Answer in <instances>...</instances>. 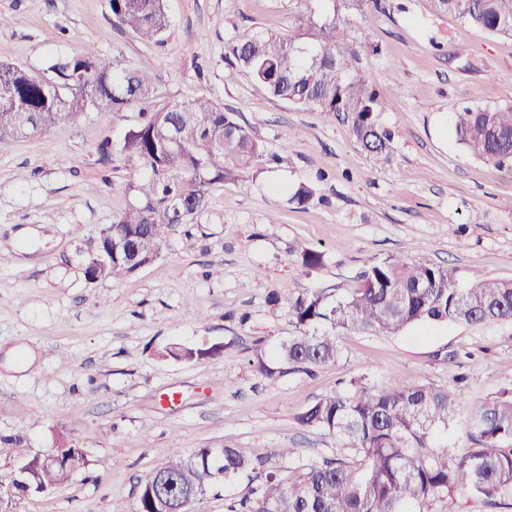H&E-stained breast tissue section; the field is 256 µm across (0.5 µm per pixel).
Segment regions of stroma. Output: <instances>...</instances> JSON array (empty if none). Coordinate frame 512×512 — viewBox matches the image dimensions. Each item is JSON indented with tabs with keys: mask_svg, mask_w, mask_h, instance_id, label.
<instances>
[{
	"mask_svg": "<svg viewBox=\"0 0 512 512\" xmlns=\"http://www.w3.org/2000/svg\"><path fill=\"white\" fill-rule=\"evenodd\" d=\"M388 2L349 16L381 48L366 75L389 105L383 162L359 150L344 119L274 98L226 59L232 41L296 37L293 0H165L156 42L114 25L108 0H0V61L48 79L53 58L89 48L100 64L154 77L140 104L93 109L0 149V475L65 438L86 458L71 482L16 498L13 512H132L168 455L198 448H292L272 465L294 480L340 446L297 414L353 374L375 386H463L464 414L433 436L470 448L468 412L512 388V321L349 334L336 362L308 371L270 357L294 333L289 300L343 295L377 260L444 266L464 288L512 282V167L471 155L452 127L462 107L512 105V38L428 0ZM200 97L257 138L263 157L208 185L205 207L169 231L153 262L88 282L78 249L140 205L149 176L122 155L125 134L143 113ZM300 183L314 189L302 207L288 194ZM301 244L323 265L301 267ZM172 346L195 355L165 356Z\"/></svg>",
	"mask_w": 512,
	"mask_h": 512,
	"instance_id": "stroma-1",
	"label": "stroma"
}]
</instances>
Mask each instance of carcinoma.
<instances>
[{"instance_id": "cac0c4a2", "label": "carcinoma", "mask_w": 512, "mask_h": 512, "mask_svg": "<svg viewBox=\"0 0 512 512\" xmlns=\"http://www.w3.org/2000/svg\"><path fill=\"white\" fill-rule=\"evenodd\" d=\"M302 23V39L273 33L230 42L233 57L252 79L275 97L311 111L342 117L353 138L380 161L390 156L393 133L378 121L387 104L364 71L378 45L351 35L348 14L367 5L378 11L386 0H292ZM436 13H451L465 24L512 37V0H429ZM114 23L145 40L167 29L164 0H109ZM53 77L37 79L24 68L0 63V149L25 134L61 122L78 123L91 108L121 112L149 96L147 70L116 72L82 53L56 59ZM31 107L29 124H15L18 101ZM177 130L180 145H163L162 134ZM454 131L472 155L496 165L512 163V107H465L454 115ZM124 155L150 169L139 188L143 205L112 224L114 234L147 246L136 262L112 255V280L126 277L153 260L168 229L202 209L206 187L231 170H246L263 146L223 109L207 100L173 103L151 113L125 136ZM302 266L323 264L324 254L297 250ZM359 287L337 297L312 291L288 303L295 334L280 341L277 358L306 368L334 362L343 334L396 335L424 322L512 321V282L458 285L445 267L389 257L359 273ZM463 407L460 388L391 383L375 388L352 376L346 388L326 394L297 416L300 425L336 436L356 459L325 458L285 483L270 470L275 458L294 448H199L172 455L162 464L166 481L142 484L134 512H162L163 503L194 512L218 483L241 476L262 479L256 495L231 504L227 512H416L435 498L466 492L512 507V389L504 390L470 416L472 447L457 455L431 438ZM85 464L84 450L69 441L21 459L6 486L0 484V512H11L19 495L45 493L68 483Z\"/></svg>"}]
</instances>
